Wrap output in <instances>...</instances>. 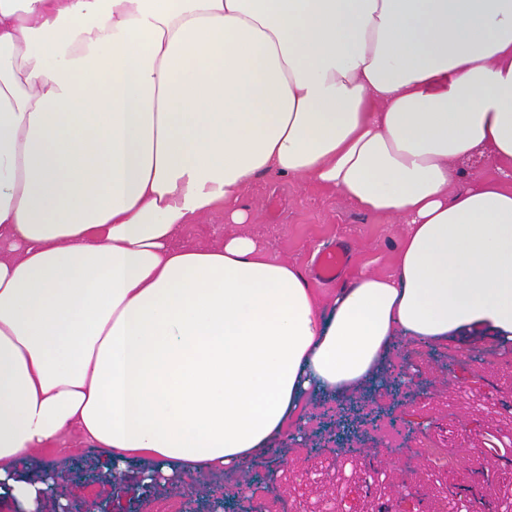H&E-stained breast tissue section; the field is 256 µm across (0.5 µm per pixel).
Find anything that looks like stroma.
Returning <instances> with one entry per match:
<instances>
[{
    "mask_svg": "<svg viewBox=\"0 0 512 512\" xmlns=\"http://www.w3.org/2000/svg\"><path fill=\"white\" fill-rule=\"evenodd\" d=\"M240 206L253 215L243 232L251 234L271 258L310 270L323 248L345 242L351 252L346 277L358 271L392 273L402 227L393 218L351 206L339 192L302 178L262 177L242 191ZM493 333H470L427 347L405 346L394 352L388 369L409 365L412 375L395 384L384 382L372 395L356 396L357 404L374 415L397 422L410 436L396 449L382 446L357 425V452L346 460L340 478L313 492L310 483L284 482L281 495L292 497L297 512H320L319 497L339 501L340 512H379L376 490L358 473L369 466L389 467L394 498L389 512H496L498 502L512 498V459L493 456L488 446L512 438V375L476 362L452 364L463 348L478 353L499 349ZM336 399L307 405L302 446H289L288 472H326L336 458ZM73 460L89 464L97 476L80 477L57 488V496L99 500L109 512H183L186 499L209 502L211 478H203L189 493L139 484L116 492L106 473L104 451L80 445ZM455 487V500L442 494Z\"/></svg>",
    "mask_w": 512,
    "mask_h": 512,
    "instance_id": "stroma-1",
    "label": "stroma"
}]
</instances>
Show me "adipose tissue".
<instances>
[{
	"label": "adipose tissue",
	"mask_w": 512,
	"mask_h": 512,
	"mask_svg": "<svg viewBox=\"0 0 512 512\" xmlns=\"http://www.w3.org/2000/svg\"><path fill=\"white\" fill-rule=\"evenodd\" d=\"M265 175L400 219L393 273L325 305L181 242ZM471 331L512 342V0H0V499L44 512L71 436L177 491L251 467Z\"/></svg>",
	"instance_id": "ef3b65f1"
}]
</instances>
